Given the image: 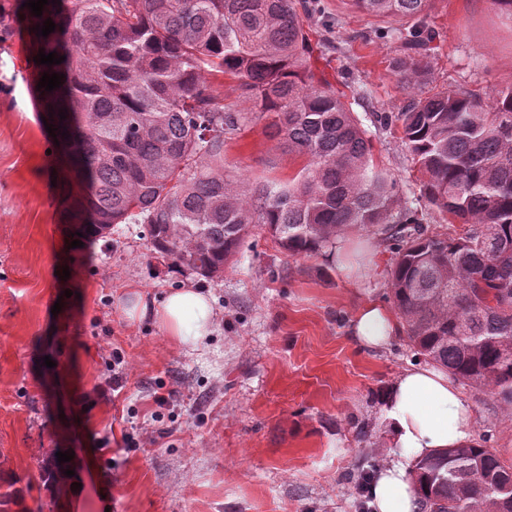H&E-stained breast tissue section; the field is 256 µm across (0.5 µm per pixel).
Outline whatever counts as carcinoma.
Wrapping results in <instances>:
<instances>
[{"label": "carcinoma", "instance_id": "obj_1", "mask_svg": "<svg viewBox=\"0 0 512 512\" xmlns=\"http://www.w3.org/2000/svg\"><path fill=\"white\" fill-rule=\"evenodd\" d=\"M24 2L0 7V27L22 23L33 54L65 57L37 65V78L64 75L38 94L77 187L65 208L73 235L91 242L114 224H146L155 259L207 280L224 274L252 224L299 258L348 231L378 236L395 250L391 300L415 354L466 385L501 389L512 406V86L485 99L463 88L416 94L435 51L432 0H348L401 44L394 71L410 94L376 122L400 127L426 212L374 163L371 132L312 69L301 15L322 19L319 0H60L40 17ZM49 18L54 32L37 35ZM218 74L307 159L295 177L249 190L224 174V135L247 117L218 102ZM431 211L467 228L430 235ZM68 466L53 453L42 470L52 484ZM412 477L422 512H512V464L480 443L418 459ZM16 482L0 492V512L23 506Z\"/></svg>", "mask_w": 512, "mask_h": 512}]
</instances>
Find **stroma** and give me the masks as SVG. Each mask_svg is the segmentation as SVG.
<instances>
[{
	"label": "stroma",
	"mask_w": 512,
	"mask_h": 512,
	"mask_svg": "<svg viewBox=\"0 0 512 512\" xmlns=\"http://www.w3.org/2000/svg\"><path fill=\"white\" fill-rule=\"evenodd\" d=\"M321 2L332 29L308 28L317 71L346 102L370 91L356 110L362 123L400 111L399 42L377 38L383 20L348 0ZM427 22L438 37L422 95L512 85V19L491 0H434ZM30 58L25 33L0 35V474L17 477L32 510L49 504L41 465L63 447L82 488L79 500L62 499L65 512H365L355 482L382 459L379 399L412 359L406 335L359 350L347 328L362 291L323 258L286 256L256 226L214 280L153 258L142 224L72 247ZM269 123L253 114L224 138V171L246 187L286 181L303 165ZM372 138L376 164L412 197L420 174L401 131L376 128ZM189 280L216 314L199 353L123 311L132 292L159 299ZM462 391L473 441L512 446L501 394ZM358 422L370 442L358 441Z\"/></svg>",
	"instance_id": "35a3bbf8"
}]
</instances>
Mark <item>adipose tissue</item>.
Returning <instances> with one entry per match:
<instances>
[{
	"mask_svg": "<svg viewBox=\"0 0 512 512\" xmlns=\"http://www.w3.org/2000/svg\"><path fill=\"white\" fill-rule=\"evenodd\" d=\"M351 241V236H336L324 258L359 288L376 266L375 253L369 249L363 259H354ZM125 313L132 320L153 319L178 347L191 353L208 338L214 323L209 294L189 284L159 301L134 293ZM400 327L392 310L368 297L356 309L349 333L359 347L372 350L387 345ZM380 417L386 454L370 477L366 506L370 512H420L411 464L438 449L466 443L473 422L471 407L446 372L412 363L386 388Z\"/></svg>",
	"mask_w": 512,
	"mask_h": 512,
	"instance_id": "1",
	"label": "adipose tissue"
}]
</instances>
